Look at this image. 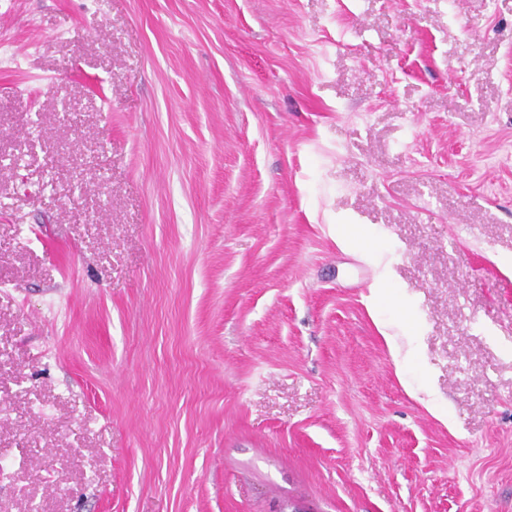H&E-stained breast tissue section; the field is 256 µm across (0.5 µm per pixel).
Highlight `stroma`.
I'll list each match as a JSON object with an SVG mask.
<instances>
[{
  "label": "stroma",
  "instance_id": "stroma-1",
  "mask_svg": "<svg viewBox=\"0 0 512 512\" xmlns=\"http://www.w3.org/2000/svg\"><path fill=\"white\" fill-rule=\"evenodd\" d=\"M0 512H512V0H0Z\"/></svg>",
  "mask_w": 512,
  "mask_h": 512
}]
</instances>
